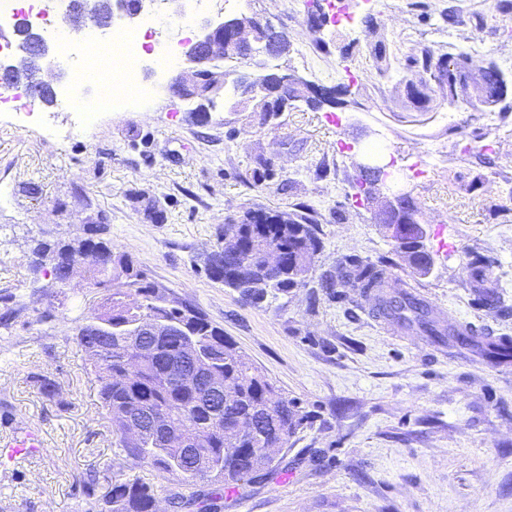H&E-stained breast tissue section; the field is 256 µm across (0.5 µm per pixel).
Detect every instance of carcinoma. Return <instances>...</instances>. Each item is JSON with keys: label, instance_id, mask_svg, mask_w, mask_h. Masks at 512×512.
I'll use <instances>...</instances> for the list:
<instances>
[{"label": "carcinoma", "instance_id": "cac0c4a2", "mask_svg": "<svg viewBox=\"0 0 512 512\" xmlns=\"http://www.w3.org/2000/svg\"><path fill=\"white\" fill-rule=\"evenodd\" d=\"M74 15L89 14L106 19L110 0H73ZM443 56L424 49L421 55L408 56L407 71L400 79L408 97L423 109H434L448 99V94H470L480 103L499 102L495 98L502 72L494 63L478 68L466 52L448 58L454 66L452 78L437 84L433 76ZM39 58L22 55L16 66V78L36 82ZM381 175L356 181L357 197L364 200L376 193ZM307 210L286 212L250 211L236 221L228 220L224 232L235 234L240 256L234 258L218 245L205 260V270L213 280L245 296V301L259 304L268 292L286 293L302 284L289 277L290 263L301 251L316 253L320 246L315 224ZM268 244L283 249L278 274L265 270L262 254ZM84 249L106 251L112 256L110 267L91 263L83 274L92 288L107 292L102 310L92 314L101 324L112 327L109 336L93 333L85 322L77 327L76 340L87 357L100 384L101 407L110 417L129 469L151 467L179 485L203 483L212 487L211 496L219 499L224 491L269 468L276 450L288 445V439L300 426L302 416L296 403L269 379L231 340L198 308L170 299L157 284L138 269L131 256L112 249L106 238L80 239L61 244L60 250ZM386 264L368 262L357 255L345 257L337 278H327L322 287L353 285L362 296L374 301L373 310L397 324L421 323L427 336L445 342V328L434 318H423L395 297L383 293ZM166 319L184 324L188 334L152 336L145 353L132 355L129 337L123 326L137 320ZM194 341L207 360V372L224 383V408L212 413L204 404V386L188 389L173 378L168 367L187 358L186 342ZM162 415L177 432L173 441L162 433L144 428L141 444L133 445L125 437L124 424L130 417ZM252 423L254 433L239 436L243 423ZM174 507H208L206 494L187 499L173 495ZM103 501L108 512H159L154 488L138 477H115L108 483Z\"/></svg>", "mask_w": 512, "mask_h": 512}]
</instances>
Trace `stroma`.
<instances>
[{"label": "stroma", "mask_w": 512, "mask_h": 512, "mask_svg": "<svg viewBox=\"0 0 512 512\" xmlns=\"http://www.w3.org/2000/svg\"><path fill=\"white\" fill-rule=\"evenodd\" d=\"M258 14L291 44L278 64L341 86V105L285 113L279 125L215 99L167 92L170 72L145 67L157 92L105 113L87 136L60 139L71 114L40 104L36 123L0 122V441L39 431L24 458H0V512H101L123 461L98 383L74 336L103 290L75 279L34 280L37 242L82 236L102 216L168 296L223 329L304 416L269 469L225 496L218 512H512V365L489 352L458 355L374 317L349 286L320 278L346 256L388 263L386 290L418 285L441 322L464 319L512 337V92L475 110L424 112L396 79L407 55L468 51L512 78V10L499 0H339L311 15L308 0H225L212 22ZM375 31H368L367 20ZM388 47L379 69L371 47ZM393 161L426 224L428 275L397 265L370 205L355 201L362 154ZM308 205L321 248L305 287L245 303L210 279L201 257L227 219ZM479 252L482 265L470 263ZM58 386L43 394V379ZM96 475L95 495L81 493Z\"/></svg>", "instance_id": "1"}]
</instances>
